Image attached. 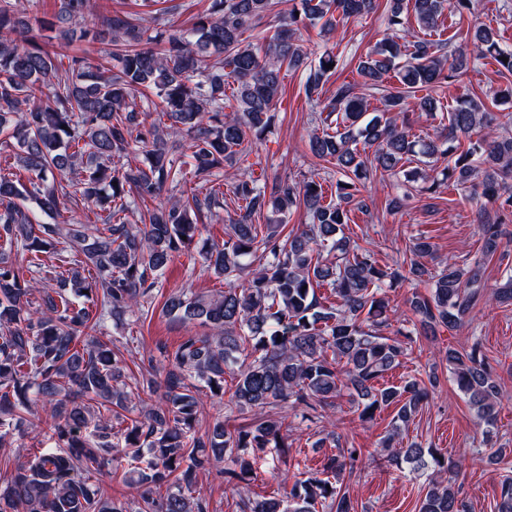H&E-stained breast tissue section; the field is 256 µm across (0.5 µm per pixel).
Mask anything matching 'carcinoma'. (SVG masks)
Listing matches in <instances>:
<instances>
[{
	"mask_svg": "<svg viewBox=\"0 0 512 512\" xmlns=\"http://www.w3.org/2000/svg\"><path fill=\"white\" fill-rule=\"evenodd\" d=\"M301 10L278 16L246 41L255 22L275 13V0H209L205 13L178 33L159 29L144 37L145 18L115 11L105 17L112 35L110 58L73 56L66 68L48 46L58 37L94 43L102 31L81 25L90 0H60L55 19L42 21L45 42L23 34L10 0H0V144L15 149L17 165L0 168V441L8 432H46L27 418L31 406L52 407L49 438L55 447L29 453L0 485V512H208L194 496L197 472L224 462V474L253 477L260 455L282 461L288 443L284 408H304L335 434L337 400L357 395L359 419L371 421L382 407H398L383 447L409 426L428 391L423 380L381 386L400 364L406 347L377 333L387 321V290L427 274L420 259L433 245L416 238L407 266L388 271L371 251L345 233L351 208L363 209L365 182L396 177L416 163L411 178L437 192L450 182L491 205L494 218L481 223L482 254L501 245V226L512 222V134L486 104L469 94L456 105L435 97L460 81L470 65L492 59L507 80L497 92L512 99V49L493 29H474L473 50L452 52L435 38L445 16L470 10L471 0H394L386 37L357 59V83H344L327 98L323 87L336 70V55L312 58L301 44L306 22L330 32L340 20L369 14L374 0H300ZM508 61H503V58ZM303 70L305 93L322 105L323 122L313 130V157L336 169V195L326 198L323 179L279 180L267 187L251 172L230 171L252 152L275 122L282 71ZM231 95H226L227 86ZM158 101H153L148 94ZM379 106L371 107V101ZM158 109L145 126L141 114ZM447 110L448 125L434 139H415L408 115L432 117ZM468 140L461 152L448 141ZM190 140L177 156V141ZM140 152L142 165L112 159ZM448 158L445 167L439 158ZM166 190L169 205L149 208ZM228 199L234 214L224 242L203 252L206 270L224 278L212 294L170 296L169 314L208 329L189 336L169 361L163 379L153 368L132 371L124 351L100 328L92 308L114 321L143 311L141 299L154 287L174 254L189 249L203 210ZM37 203L40 212L26 207ZM81 203L102 211V227L88 234L62 230L41 219L60 206ZM304 207L310 223L284 233L288 213ZM270 212L265 230L255 217ZM71 242L84 259L58 273L53 293L32 301L35 269L61 255ZM481 264L464 267L448 258L432 276L429 294H413L410 308L422 332L463 324L481 294ZM331 288L336 302L317 295ZM445 360L458 389L480 423H497L499 384L490 364L471 351L448 348ZM231 387H224V376ZM159 393L129 418L140 394ZM224 402L226 413L248 411L247 427L216 421L199 428L202 398ZM101 406L108 416H97ZM437 450L412 442L392 449L414 471L434 458L418 512H469L455 479L476 458L440 460ZM127 461L129 484L139 500L116 503L88 484ZM363 462L362 449L343 448L322 465L323 477L294 481L277 498H242L240 512H354L340 477ZM167 485L166 495L153 488ZM496 512H512V477L500 482Z\"/></svg>",
	"mask_w": 512,
	"mask_h": 512,
	"instance_id": "1",
	"label": "carcinoma"
}]
</instances>
